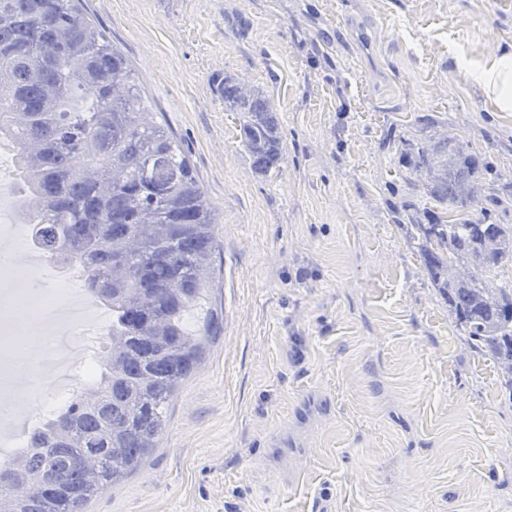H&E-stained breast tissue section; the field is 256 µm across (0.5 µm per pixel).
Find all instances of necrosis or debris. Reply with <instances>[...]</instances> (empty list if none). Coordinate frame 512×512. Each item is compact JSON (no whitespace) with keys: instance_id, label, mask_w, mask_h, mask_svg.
I'll return each instance as SVG.
<instances>
[{"instance_id":"1","label":"necrosis or debris","mask_w":512,"mask_h":512,"mask_svg":"<svg viewBox=\"0 0 512 512\" xmlns=\"http://www.w3.org/2000/svg\"><path fill=\"white\" fill-rule=\"evenodd\" d=\"M14 153L0 144V241L15 254L0 263V405L12 414L45 404L54 417L75 395V388L49 389L45 381L48 340L58 335L56 313L92 303L78 269L48 270L35 258L28 225L21 221L20 194L13 189Z\"/></svg>"}]
</instances>
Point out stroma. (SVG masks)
Listing matches in <instances>:
<instances>
[{"mask_svg":"<svg viewBox=\"0 0 512 512\" xmlns=\"http://www.w3.org/2000/svg\"><path fill=\"white\" fill-rule=\"evenodd\" d=\"M217 213L205 355L158 448L89 512H512V390L448 313L406 225L512 224V112L470 77L512 47L502 0H82ZM271 102L260 172L212 89ZM482 155V198L418 166ZM94 336L52 369L76 383Z\"/></svg>","mask_w":512,"mask_h":512,"instance_id":"35a3bbf8","label":"stroma"}]
</instances>
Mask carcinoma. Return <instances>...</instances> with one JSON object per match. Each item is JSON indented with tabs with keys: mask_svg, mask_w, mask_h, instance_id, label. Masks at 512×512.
<instances>
[{
	"mask_svg": "<svg viewBox=\"0 0 512 512\" xmlns=\"http://www.w3.org/2000/svg\"><path fill=\"white\" fill-rule=\"evenodd\" d=\"M224 107L259 169L279 167L270 102L226 73ZM150 114L131 65L78 0H0V141L14 151L22 218L112 312L97 381L0 467V512H86L158 447L168 401L203 358L216 210ZM424 168L431 195L473 204L486 162L450 150ZM410 239L468 341L512 385V283H485L512 266V224H413Z\"/></svg>",
	"mask_w": 512,
	"mask_h": 512,
	"instance_id": "obj_1",
	"label": "carcinoma"
}]
</instances>
